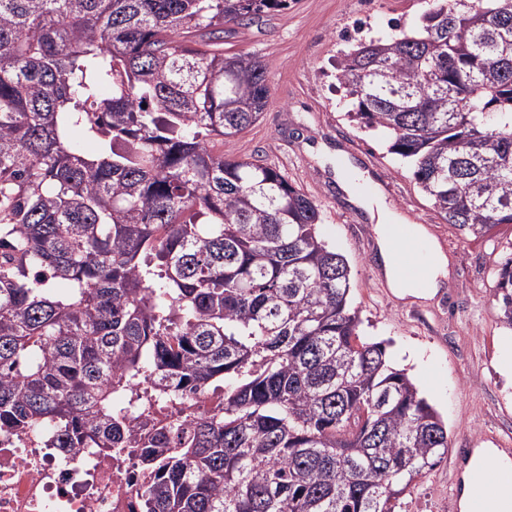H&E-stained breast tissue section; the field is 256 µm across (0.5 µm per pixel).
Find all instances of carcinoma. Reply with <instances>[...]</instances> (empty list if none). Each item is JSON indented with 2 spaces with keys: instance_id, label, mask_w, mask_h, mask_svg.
Here are the masks:
<instances>
[{
  "instance_id": "cac0c4a2",
  "label": "carcinoma",
  "mask_w": 512,
  "mask_h": 512,
  "mask_svg": "<svg viewBox=\"0 0 512 512\" xmlns=\"http://www.w3.org/2000/svg\"><path fill=\"white\" fill-rule=\"evenodd\" d=\"M287 8L0 0V428L128 448L136 384L224 391L222 411L153 430L148 512H394L448 450L361 339L319 205L224 153L271 99L224 33ZM336 81L445 223L512 224V0H431L416 27L349 45ZM495 290L512 329V253Z\"/></svg>"
}]
</instances>
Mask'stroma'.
I'll list each match as a JSON object with an SVG mask.
<instances>
[{
  "label": "stroma",
  "mask_w": 512,
  "mask_h": 512,
  "mask_svg": "<svg viewBox=\"0 0 512 512\" xmlns=\"http://www.w3.org/2000/svg\"><path fill=\"white\" fill-rule=\"evenodd\" d=\"M425 0H289L287 10L251 20L225 36L224 48L265 65L271 101L259 120L231 141L226 154L275 164L321 209L327 241L347 259L359 333L384 343L391 364L406 370L448 429V451L397 504V512H461L459 449L512 448V379L498 365L512 336L499 321L496 266L512 249V224L460 235L439 217L409 167L382 142L350 122L333 65L358 39L412 25ZM340 149L347 162L379 184L386 206L424 225L448 258L443 288L430 299L397 298L378 263L377 233L367 213L336 180V159L311 146Z\"/></svg>",
  "instance_id": "1"
}]
</instances>
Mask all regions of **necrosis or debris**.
<instances>
[{"label": "necrosis or debris", "mask_w": 512, "mask_h": 512, "mask_svg": "<svg viewBox=\"0 0 512 512\" xmlns=\"http://www.w3.org/2000/svg\"><path fill=\"white\" fill-rule=\"evenodd\" d=\"M140 455L95 448L72 457L1 429L0 512H146Z\"/></svg>", "instance_id": "necrosis-or-debris-1"}]
</instances>
